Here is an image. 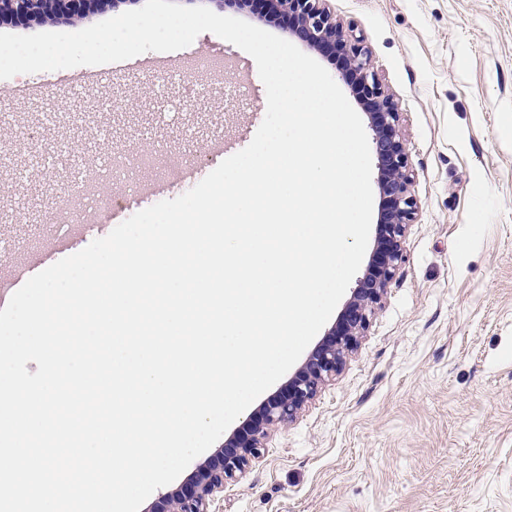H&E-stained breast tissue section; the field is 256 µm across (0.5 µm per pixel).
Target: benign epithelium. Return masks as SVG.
Masks as SVG:
<instances>
[{
    "label": "benign epithelium",
    "instance_id": "obj_1",
    "mask_svg": "<svg viewBox=\"0 0 512 512\" xmlns=\"http://www.w3.org/2000/svg\"><path fill=\"white\" fill-rule=\"evenodd\" d=\"M87 0H0V16L56 19L84 11ZM274 15H293L299 34L313 47L339 49L346 56L354 79V92L365 107L373 132L375 154L384 179L381 190L386 205L378 227L371 267L353 289L339 321L323 336L318 347L288 379V389L276 391L255 408L243 424L224 441V452L202 468L195 483L164 496L159 512H209L210 504L224 493V485L236 480L259 458L273 428L294 421L315 399L324 385L336 377L365 335L406 257L402 243L414 221L417 202L409 192L408 152L398 135L399 112L385 94L368 57L345 38L328 6L329 0H268Z\"/></svg>",
    "mask_w": 512,
    "mask_h": 512
}]
</instances>
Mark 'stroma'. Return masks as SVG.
Returning a JSON list of instances; mask_svg holds the SVG:
<instances>
[{"mask_svg":"<svg viewBox=\"0 0 512 512\" xmlns=\"http://www.w3.org/2000/svg\"><path fill=\"white\" fill-rule=\"evenodd\" d=\"M144 0L23 24L0 33L76 32ZM400 112L415 219L407 255L355 353L211 512H512V0H330ZM320 63L345 96L326 51L274 19L257 23ZM189 51L245 60L200 78L183 51L0 80V229L16 250L61 227L59 201L105 154L148 148L209 174L252 141L267 108L254 59L213 33ZM167 61L184 100L165 109ZM247 80L233 108L229 86ZM38 127L42 146L17 133Z\"/></svg>","mask_w":512,"mask_h":512,"instance_id":"obj_1","label":"stroma"}]
</instances>
